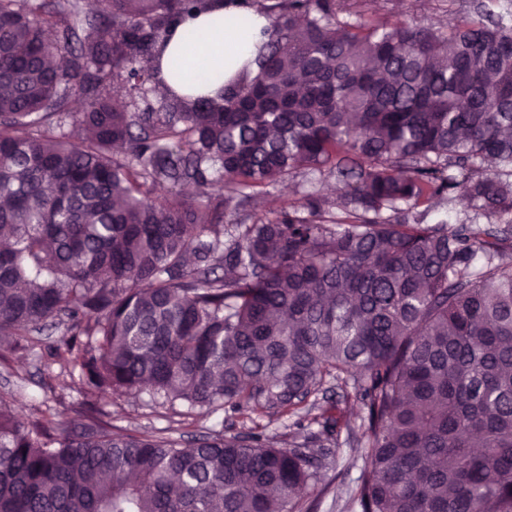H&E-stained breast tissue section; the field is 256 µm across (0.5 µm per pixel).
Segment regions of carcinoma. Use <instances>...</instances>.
Segmentation results:
<instances>
[{"label": "carcinoma", "mask_w": 512, "mask_h": 512, "mask_svg": "<svg viewBox=\"0 0 512 512\" xmlns=\"http://www.w3.org/2000/svg\"><path fill=\"white\" fill-rule=\"evenodd\" d=\"M98 2L0 0V339L83 394L33 419L0 394V512H319L352 400L355 512H512V19ZM214 3L268 20L253 75L165 83L177 26ZM312 172L344 193L252 213ZM448 201L491 226L426 222ZM330 379L352 392L317 401ZM107 392L246 431H115Z\"/></svg>", "instance_id": "carcinoma-1"}]
</instances>
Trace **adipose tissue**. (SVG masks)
<instances>
[{
	"mask_svg": "<svg viewBox=\"0 0 512 512\" xmlns=\"http://www.w3.org/2000/svg\"><path fill=\"white\" fill-rule=\"evenodd\" d=\"M265 24V19L256 15L250 22L238 26L235 32L230 33L224 27L220 12L202 14L195 22V40L186 42L174 38L166 48L165 55L169 58L192 56L203 49L207 52V64L194 73L174 75V82L186 86L205 83L211 89H218L224 71L236 70L251 57L255 44L261 39L260 30Z\"/></svg>",
	"mask_w": 512,
	"mask_h": 512,
	"instance_id": "ef3b65f1",
	"label": "adipose tissue"
}]
</instances>
